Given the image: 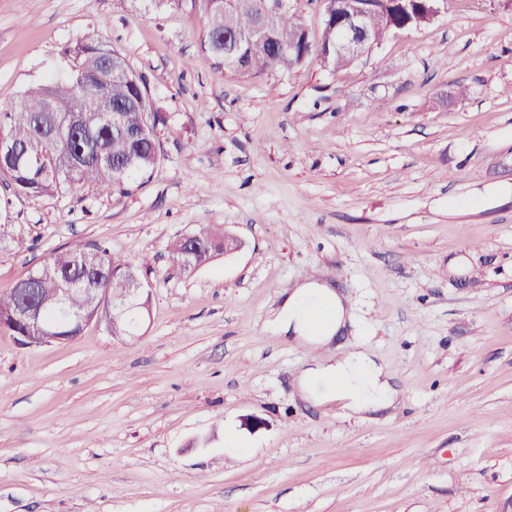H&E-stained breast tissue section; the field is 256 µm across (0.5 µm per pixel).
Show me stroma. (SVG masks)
<instances>
[{
    "label": "stroma",
    "mask_w": 512,
    "mask_h": 512,
    "mask_svg": "<svg viewBox=\"0 0 512 512\" xmlns=\"http://www.w3.org/2000/svg\"><path fill=\"white\" fill-rule=\"evenodd\" d=\"M203 17L127 0H0V105L81 40L119 51L166 123L125 191L32 197L0 180V292L109 247L149 285L135 336L0 332V512H500L512 499V9L445 0L347 68L201 61ZM465 96H458V88ZM244 248L193 273L180 237ZM348 298L394 408L302 402L319 351L268 332L282 294ZM263 428L245 426L247 417ZM197 234L203 246L196 256V262L200 264L209 260L214 247L224 248V257L239 251L242 247V243L237 238L225 236L224 239V233L215 228L203 229ZM181 242L185 251V255L188 259V262L192 265V267H195L194 259L197 249L199 248V243L197 241V236L195 234H188L181 238ZM183 253V250L179 247V245L176 243L173 245L171 251H170V261L173 265L179 267L182 271L188 272V266L186 262V258ZM199 268V266H196L195 269ZM194 269V270H195Z\"/></svg>",
    "instance_id": "stroma-1"
}]
</instances>
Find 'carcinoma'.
Segmentation results:
<instances>
[{
	"instance_id": "carcinoma-1",
	"label": "carcinoma",
	"mask_w": 512,
	"mask_h": 512,
	"mask_svg": "<svg viewBox=\"0 0 512 512\" xmlns=\"http://www.w3.org/2000/svg\"><path fill=\"white\" fill-rule=\"evenodd\" d=\"M190 2L205 20L200 36V58L211 67L240 76L259 77L270 72H289L317 52L325 66L336 71L349 61L334 54L336 19H323L318 49L295 12L267 15V0H126L133 8L145 10L180 7ZM375 11L368 19L369 37L379 45L405 25L424 24V9L417 5L408 14L375 0ZM283 42L293 40L283 52L256 35L260 27ZM225 36L241 38L238 59L229 60L216 50ZM95 41H81L63 50L64 67L25 88L9 104L0 108V137L9 139L34 160L20 165L13 158L0 156V175L6 176L15 191L27 196L50 195L59 188L80 189L91 185L103 193L123 191L137 178L151 176L162 161L158 127L165 119L152 111L142 77L134 72L118 52H112V70L88 61ZM93 85L112 101V112L100 117L98 104L87 98ZM202 250L196 262L206 263L215 247L224 246V233L215 228L198 232ZM133 264L97 246L88 251L59 254L28 274L32 287L24 296L0 294V325L11 336L25 334V326L14 321L11 312L27 301L43 307L46 322L63 336L75 337L82 330L58 315L52 308L60 288H94L112 299L126 293L123 273Z\"/></svg>"
}]
</instances>
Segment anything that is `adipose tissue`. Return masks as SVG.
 <instances>
[{"instance_id":"adipose-tissue-1","label":"adipose tissue","mask_w":512,"mask_h":512,"mask_svg":"<svg viewBox=\"0 0 512 512\" xmlns=\"http://www.w3.org/2000/svg\"><path fill=\"white\" fill-rule=\"evenodd\" d=\"M351 321L344 299L326 285L305 282L297 285L283 303L279 315L282 331L295 333L306 346L332 344ZM302 398L320 403L343 401L355 413H376L393 406L396 390L384 368L366 351L303 370L297 379Z\"/></svg>"}]
</instances>
